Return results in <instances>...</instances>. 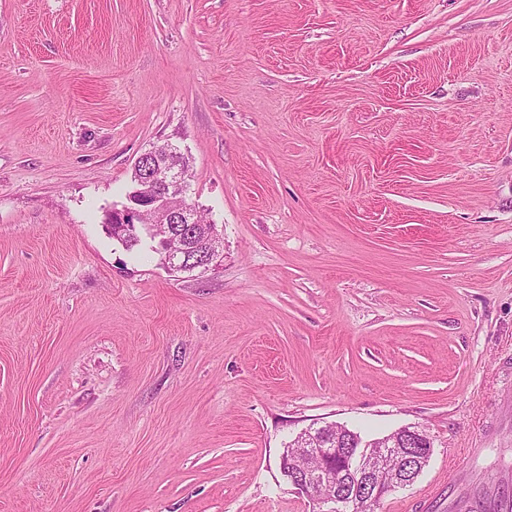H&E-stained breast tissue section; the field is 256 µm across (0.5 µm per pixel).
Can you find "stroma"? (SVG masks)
I'll list each match as a JSON object with an SVG mask.
<instances>
[{
  "label": "stroma",
  "mask_w": 512,
  "mask_h": 512,
  "mask_svg": "<svg viewBox=\"0 0 512 512\" xmlns=\"http://www.w3.org/2000/svg\"><path fill=\"white\" fill-rule=\"evenodd\" d=\"M166 144L217 273L103 227ZM335 423L512 481V0H0V512H312ZM210 227L196 229V234L207 247V257L201 262H188L185 247H170L165 251L164 263L171 270L184 272L190 266L206 265L207 272L222 269L224 266V238L218 231L216 224Z\"/></svg>",
  "instance_id": "obj_1"
}]
</instances>
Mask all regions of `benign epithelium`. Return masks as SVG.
Returning a JSON list of instances; mask_svg holds the SVG:
<instances>
[{
  "label": "benign epithelium",
  "mask_w": 512,
  "mask_h": 512,
  "mask_svg": "<svg viewBox=\"0 0 512 512\" xmlns=\"http://www.w3.org/2000/svg\"><path fill=\"white\" fill-rule=\"evenodd\" d=\"M139 171L141 189L135 196L138 206L125 204L112 210V218L124 225L134 224L152 238L158 224H181L195 229L196 211L191 204L180 209L170 206L175 195H186L188 171L178 164L152 161L151 151L141 154L134 163ZM196 234L207 247V257L201 261L207 270L216 271L224 266V238L216 225L196 229ZM164 263L168 268L183 272L192 266L182 247L165 251ZM341 427H307L290 442L291 452L299 458L315 459L320 466L299 472L288 470L286 479L297 493L309 498L316 512H341L345 502L336 478L351 477L356 485L364 487L366 494L382 496L396 491L414 479L413 461L428 458L433 442L427 433L417 427H401L400 437L391 440L353 443L340 439L335 433Z\"/></svg>",
  "instance_id": "obj_1"
}]
</instances>
